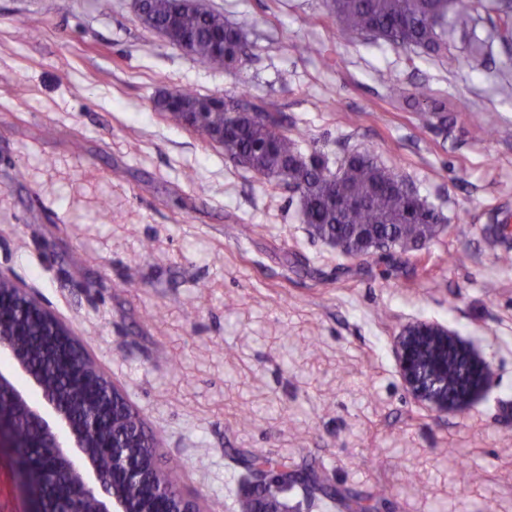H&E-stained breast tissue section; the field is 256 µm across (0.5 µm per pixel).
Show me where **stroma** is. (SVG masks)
I'll return each mask as SVG.
<instances>
[{
  "label": "stroma",
  "instance_id": "1",
  "mask_svg": "<svg viewBox=\"0 0 512 512\" xmlns=\"http://www.w3.org/2000/svg\"><path fill=\"white\" fill-rule=\"evenodd\" d=\"M249 17L215 69L143 25L133 0H0V272L69 325L137 411L156 467L205 512H244L241 464L287 458L334 497L296 512H512V47L487 14L444 57L341 31L326 0H208ZM394 77L403 96L386 84ZM431 86L446 126L406 100ZM246 95L404 176L445 225L418 252L346 257L298 202L154 102ZM418 321L470 342L482 397L438 413L405 388L395 341ZM385 499H377L379 489ZM11 449L0 512H29Z\"/></svg>",
  "mask_w": 512,
  "mask_h": 512
}]
</instances>
